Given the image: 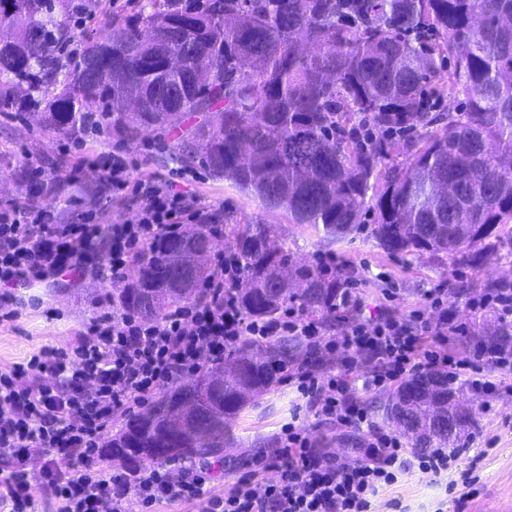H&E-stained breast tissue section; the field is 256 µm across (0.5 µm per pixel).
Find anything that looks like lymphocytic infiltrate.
Segmentation results:
<instances>
[{"instance_id":"1","label":"lymphocytic infiltrate","mask_w":512,"mask_h":512,"mask_svg":"<svg viewBox=\"0 0 512 512\" xmlns=\"http://www.w3.org/2000/svg\"><path fill=\"white\" fill-rule=\"evenodd\" d=\"M92 166L100 173L102 189L134 188L138 202L132 217L103 228L63 222L51 205H1L0 288H20L31 279L68 272H91L118 282L130 256L148 242L184 222L217 219L174 183L133 179L122 153L98 157ZM216 269L196 302L174 306L155 320L113 308L90 323L72 352L47 348L12 375H0V460L11 462L0 469L1 506L9 512H38L48 500L54 512H159L173 503L196 512H371L372 498L395 484L400 473L415 468L438 478L455 467L461 449L416 452L376 428L353 398L349 378L362 355L380 363L378 370L365 373L367 389L439 368L447 370L449 383L461 380L475 393H492L482 364L446 350L442 289L426 296L440 311L436 347L422 349L421 329L393 317L354 320L336 343L324 339L318 322L292 307L273 320L248 319L224 288L234 275L232 265L221 256ZM276 336L305 342L309 356L294 379L317 415L366 431L355 463H341L316 448L306 428L292 425L271 462L276 480L253 471L221 494L211 491L205 468L159 464L127 473L105 464L100 441L116 417L147 406L162 384L220 362L225 350L241 340L264 342ZM339 349L347 353L344 371H321L325 356ZM33 456L39 465L32 474L27 465Z\"/></svg>"}]
</instances>
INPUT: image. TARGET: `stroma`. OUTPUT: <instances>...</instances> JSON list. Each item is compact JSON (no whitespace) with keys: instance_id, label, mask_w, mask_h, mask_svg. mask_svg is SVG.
Returning a JSON list of instances; mask_svg holds the SVG:
<instances>
[{"instance_id":"stroma-1","label":"stroma","mask_w":512,"mask_h":512,"mask_svg":"<svg viewBox=\"0 0 512 512\" xmlns=\"http://www.w3.org/2000/svg\"><path fill=\"white\" fill-rule=\"evenodd\" d=\"M179 136L176 130L152 131L131 140L106 126L99 134L80 138L0 114V203L15 201L32 207L50 203L74 224L85 223L90 215L103 226L122 222L136 208L131 190L94 193L98 175L84 169V162L119 148L133 161L134 178L169 179L180 167L171 158V146ZM50 160L59 162L58 173L70 186L59 194L34 196L22 172L28 162ZM76 168L81 174L74 179L70 172ZM178 186L228 223L268 225L287 240L295 260L313 265L318 255H336L362 282L361 318L390 314L406 319L418 311L425 321L436 323L437 314L425 296L444 287L449 292V321L473 327L497 320L493 311L475 312L470 307L487 291L493 264L478 261L453 266L442 255L388 254L371 234L374 220L369 213L342 240L327 244L312 230L289 223L283 212L265 209L196 163L188 176L178 180ZM463 283L467 292L457 294ZM112 293L111 281L71 274L56 284L36 283L12 290L10 299L0 300V374H11L16 365L44 348L74 346L94 317L111 311ZM484 372L496 389L488 397H474L477 423L460 437L470 449L456 469L435 484L418 471H406L374 498L372 512H512V375L489 364ZM290 423L307 428L318 446L342 463H353L359 456L363 434L316 416L307 397L282 378L227 420L224 450L208 458L214 490L224 491L254 470L256 459L272 458L283 428Z\"/></svg>"}]
</instances>
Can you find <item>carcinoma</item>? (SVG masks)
I'll use <instances>...</instances> for the list:
<instances>
[{
	"label": "carcinoma",
	"instance_id": "carcinoma-1",
	"mask_svg": "<svg viewBox=\"0 0 512 512\" xmlns=\"http://www.w3.org/2000/svg\"><path fill=\"white\" fill-rule=\"evenodd\" d=\"M92 0H0L13 26L0 47V106L71 134L84 113L134 139L146 128L178 129L180 161L198 163L243 195L336 241L375 211L372 234L389 254L428 252L452 262L512 221V0H142L100 37L75 46L57 16H83ZM193 26L188 30L183 23ZM113 55H99L103 40ZM432 128L411 139L404 131ZM404 162L387 166L394 139ZM236 277L227 286L248 318L269 320L295 304L330 318L346 269L328 277L297 265L288 241L265 224H226ZM213 236L192 224L140 251L114 298L158 319L198 296L211 267L185 255ZM475 346L512 350V330L480 327ZM287 340L228 351L219 368L164 392L149 413L109 440L117 467L175 463L169 434L187 406L198 429L191 455L224 447L226 417L266 392L298 358ZM448 375L426 370L375 405L399 420L415 448L448 447Z\"/></svg>",
	"mask_w": 512,
	"mask_h": 512
}]
</instances>
